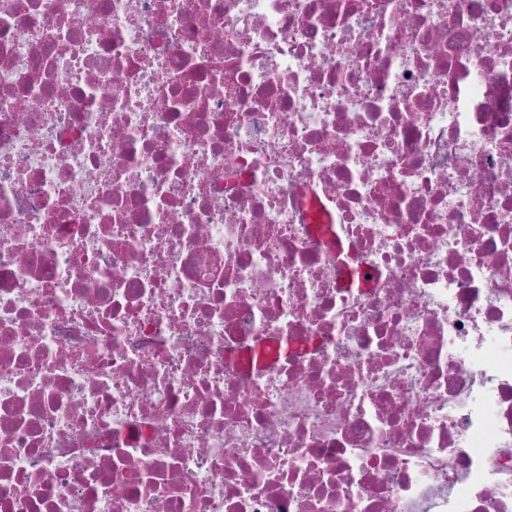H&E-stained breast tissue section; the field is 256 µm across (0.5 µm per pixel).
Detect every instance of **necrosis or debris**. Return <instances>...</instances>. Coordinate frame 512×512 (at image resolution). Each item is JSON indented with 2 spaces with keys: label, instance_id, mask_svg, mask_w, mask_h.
Masks as SVG:
<instances>
[{
  "label": "necrosis or debris",
  "instance_id": "necrosis-or-debris-1",
  "mask_svg": "<svg viewBox=\"0 0 512 512\" xmlns=\"http://www.w3.org/2000/svg\"><path fill=\"white\" fill-rule=\"evenodd\" d=\"M0 512H512V0H0Z\"/></svg>",
  "mask_w": 512,
  "mask_h": 512
}]
</instances>
